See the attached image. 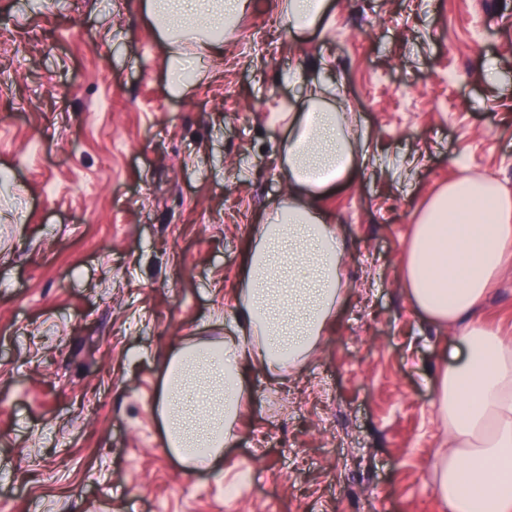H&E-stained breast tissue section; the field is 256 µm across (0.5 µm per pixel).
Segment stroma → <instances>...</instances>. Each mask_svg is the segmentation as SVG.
<instances>
[{
  "label": "stroma",
  "mask_w": 512,
  "mask_h": 512,
  "mask_svg": "<svg viewBox=\"0 0 512 512\" xmlns=\"http://www.w3.org/2000/svg\"><path fill=\"white\" fill-rule=\"evenodd\" d=\"M291 34L252 0L180 97L142 0H0V512H448L431 370L456 329L412 313L402 248L464 176L512 189V0H332ZM341 86L370 152L323 203L350 294L320 349L248 377L223 465L184 469L154 421L163 360L232 318L250 229L280 200L271 111ZM480 316L512 336V272Z\"/></svg>",
  "instance_id": "stroma-1"
}]
</instances>
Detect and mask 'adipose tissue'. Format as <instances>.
<instances>
[{
    "label": "adipose tissue",
    "instance_id": "1",
    "mask_svg": "<svg viewBox=\"0 0 512 512\" xmlns=\"http://www.w3.org/2000/svg\"><path fill=\"white\" fill-rule=\"evenodd\" d=\"M163 50L167 90L183 95L191 60L221 57L251 0H143ZM329 0H279L283 26L323 27ZM307 92L271 113L285 135L277 161L288 191L253 225L234 319L219 340L186 338L167 352L155 404L162 446L190 471L221 459L240 424L252 372L280 378L317 351L345 302L348 245L320 203L361 160L367 140L315 72ZM512 266V191L464 177L426 199L402 255L401 287L433 327L461 329V346L431 378L450 446L434 463L448 512H512V340L477 321L491 285Z\"/></svg>",
    "mask_w": 512,
    "mask_h": 512
}]
</instances>
